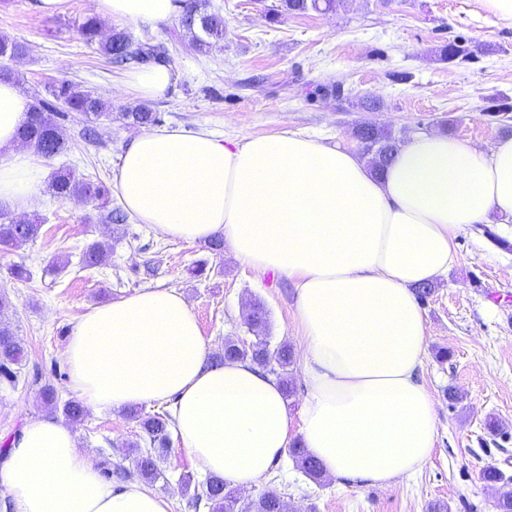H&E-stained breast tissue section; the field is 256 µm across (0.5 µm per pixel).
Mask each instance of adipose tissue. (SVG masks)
<instances>
[{"label": "adipose tissue", "instance_id": "1", "mask_svg": "<svg viewBox=\"0 0 512 512\" xmlns=\"http://www.w3.org/2000/svg\"><path fill=\"white\" fill-rule=\"evenodd\" d=\"M179 0H95L115 22H170ZM174 74L130 71L146 100ZM30 98L0 81V209L29 211L45 169L18 133ZM115 187L161 237L223 238L255 270L287 276L309 395L305 448L327 475L390 488L428 462L434 401L418 381L427 350L415 289L446 278L466 227L512 221V137L480 147L440 132L411 135L382 173L356 151L297 133L220 139L181 127L126 146ZM69 390L96 411L173 406L179 445L205 474L252 489L292 441L278 380L247 360L212 364L188 301L146 289L96 306L64 351ZM15 512H168L140 484L114 485L74 431L29 420L0 454Z\"/></svg>", "mask_w": 512, "mask_h": 512}]
</instances>
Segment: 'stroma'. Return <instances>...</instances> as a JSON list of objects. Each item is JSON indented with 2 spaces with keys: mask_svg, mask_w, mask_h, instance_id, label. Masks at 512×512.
Instances as JSON below:
<instances>
[{
  "mask_svg": "<svg viewBox=\"0 0 512 512\" xmlns=\"http://www.w3.org/2000/svg\"><path fill=\"white\" fill-rule=\"evenodd\" d=\"M34 0H0V35L28 44V53L6 60L30 98H48L54 80H71L107 105L111 119L95 124L98 139L74 140L44 160L46 173L68 167L111 183L123 149L137 130L122 114L140 102L125 85L126 70L112 68L79 30L93 16L92 0H68L65 13L47 17ZM280 0H209L224 17V39L208 52L187 49L179 20L165 25L125 23L137 39L164 43L174 84L149 101L160 126L203 129L218 138L298 132L322 142L356 147L353 128L371 122L406 140L417 132L448 130L484 146L505 136L512 118L484 115V107L512 105V20L487 13L479 0H342L337 11L274 16ZM465 58L440 59L447 40ZM380 101L378 111L363 101ZM93 204L61 201L41 190L31 211L43 218L40 237L0 252V294L8 303L0 321L22 339L25 371H40L60 401L70 400L63 351L77 319L93 306L163 287L182 293L211 352L226 340L254 341L246 324L251 301L267 310L272 342L298 345L293 283L258 272L228 250L207 243L172 241L150 225L97 224ZM107 240L106 265L83 270L79 252ZM23 264L30 279L9 278ZM427 361L423 382L436 408V440L424 469L394 487L350 486L333 477L315 483L292 457L274 464L260 490L280 492L290 512H494L501 485L484 481L496 467L512 478V223L459 234L446 280L423 303ZM463 396L450 401L448 389ZM38 386L0 381V449L24 423L45 416ZM81 448L113 471L130 470L129 445L143 443L137 419L127 412L87 410L75 422ZM164 477L152 487L169 512H192L181 483L199 474L198 463L177 442L158 462Z\"/></svg>",
  "mask_w": 512,
  "mask_h": 512,
  "instance_id": "stroma-1",
  "label": "stroma"
}]
</instances>
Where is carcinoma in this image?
Segmentation results:
<instances>
[{
    "label": "carcinoma",
    "instance_id": "carcinoma-1",
    "mask_svg": "<svg viewBox=\"0 0 512 512\" xmlns=\"http://www.w3.org/2000/svg\"><path fill=\"white\" fill-rule=\"evenodd\" d=\"M339 0H281L283 11L299 14L309 10L332 12L336 10ZM181 26L189 35L191 45L203 52L211 46V40L224 38V17L208 10L204 0H187L183 9ZM86 43L98 44L100 51L116 66L130 62L138 64L160 62L168 59V50L162 42L137 41L123 29H112L110 35L99 39V23L91 17L79 24ZM27 52V46L8 37L0 38V58L11 59ZM52 100H36L31 105L28 120L19 132L21 143L31 148L37 155L50 159L65 152L69 147L62 122L68 120L69 114L97 120L101 117L112 118L106 111L105 103L89 92H83L69 80H59L50 89ZM122 117L131 126L146 127L160 121L157 113L147 106H138ZM353 137L361 146L363 154L383 168L392 160L399 140L388 129L372 123H361L354 127ZM50 194L60 200L81 198L96 203V220L106 224H122L126 215L120 209L109 207V190L103 182L91 178L80 179L71 170L57 171L48 185ZM43 224L35 218L24 222L0 223V251H13L37 239ZM112 251V244L107 241H93L83 248L82 268L89 270L106 264ZM247 325L258 334L256 340L248 345L229 339L224 344V352L213 357L215 362L245 359L253 361L258 367L274 375L286 393L293 390L290 367L294 365L291 346L287 342L271 345L268 337L261 335L268 325L264 307L255 302L249 306ZM24 346L10 326L0 321V378L10 383L17 381V373L24 359ZM45 406L52 411H61L63 417L71 422L83 418L85 409L77 401L68 400L63 405L56 402V389L46 382L41 387ZM139 423L145 433L147 448L140 451L135 460L134 469L121 473L124 478H138L146 483H154L163 477L158 467L157 458L170 443L168 411L139 416ZM290 455L304 473L312 479L324 477L322 467L309 451L299 443L290 446ZM186 490L191 492L189 507L194 510L208 509V512H287V505L281 494L275 489H268L258 497L243 500L235 494L234 489L221 478L208 476L199 481L191 474L182 477Z\"/></svg>",
    "mask_w": 512,
    "mask_h": 512
}]
</instances>
